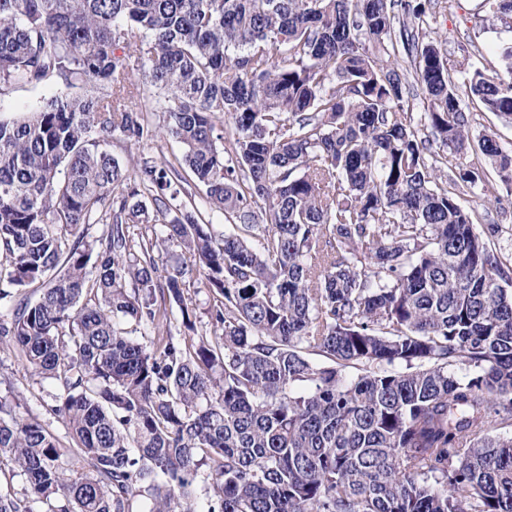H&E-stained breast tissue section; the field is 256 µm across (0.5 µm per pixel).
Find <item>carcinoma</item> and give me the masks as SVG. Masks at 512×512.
Wrapping results in <instances>:
<instances>
[{
  "label": "carcinoma",
  "instance_id": "carcinoma-1",
  "mask_svg": "<svg viewBox=\"0 0 512 512\" xmlns=\"http://www.w3.org/2000/svg\"><path fill=\"white\" fill-rule=\"evenodd\" d=\"M431 3L0 0V96L90 84L0 117V347L75 443L0 394V512H512V292L441 175L484 181L466 101L512 122V47L459 90ZM125 48L172 161L108 149L152 132ZM201 288H190L188 290V297L191 299V305L189 304V307H192L195 309L197 320H196V330L198 336H207L210 334V328L211 325L209 324V314L208 309L210 305L212 304V296L211 293L208 291V289L203 288L202 285H200Z\"/></svg>",
  "mask_w": 512,
  "mask_h": 512
}]
</instances>
